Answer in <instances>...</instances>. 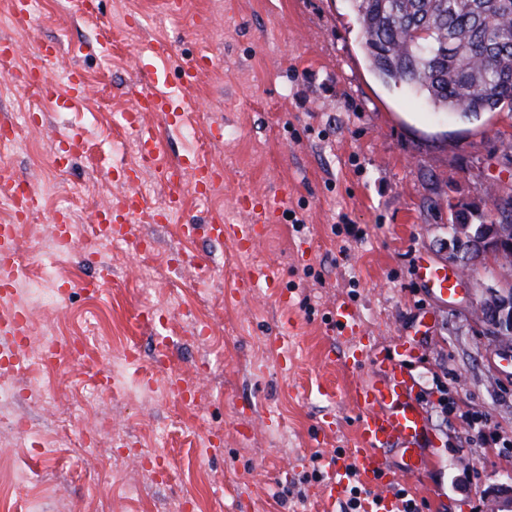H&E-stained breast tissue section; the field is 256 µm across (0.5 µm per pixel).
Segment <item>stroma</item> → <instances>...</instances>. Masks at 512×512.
Listing matches in <instances>:
<instances>
[{
  "mask_svg": "<svg viewBox=\"0 0 512 512\" xmlns=\"http://www.w3.org/2000/svg\"><path fill=\"white\" fill-rule=\"evenodd\" d=\"M9 4L0 0V38L20 45L22 66L35 63L38 45L59 41L90 90L64 103L40 102L23 84L0 96V121L35 115L0 156V181L22 176L38 186L39 231L50 233L65 209L76 223H93L105 178L129 165L134 134L121 116L140 87L136 63L158 39L174 49L162 63L169 90L195 108L179 128L146 115L157 150L166 162L195 156L223 169L224 183L204 199L184 188L171 225L150 219L168 189L143 173L148 210L126 229L150 250L102 248L112 285L93 301L82 287L95 274L85 253L38 244L70 300L60 314L32 304L35 335L81 339L100 317L103 337L88 339V361L14 373L26 398L0 414V512H29L34 503L39 512H321L325 481L314 473L347 454L359 411L346 391L351 378L373 375L345 361L351 342L332 331L340 302L388 357L399 356L400 341L418 347L405 366L428 415L431 464L406 488L417 512H492L487 490L512 475V362L475 307L512 275L489 259L460 273L448 223L451 209L486 218L494 193L512 195V111L462 121L385 87L348 0H183L178 14L164 0H105L94 17L78 14L72 0H44L23 28ZM105 39L111 54L93 53ZM201 53L211 65L183 88L181 67ZM69 130L83 144L61 172L57 134ZM243 194L284 199L250 251L177 232V224L215 217L253 223L237 206ZM189 251L206 267L178 268L177 253ZM423 260L458 277L455 295L431 293L418 274ZM260 268L277 274V287L237 290L242 275ZM143 310L152 323H138ZM161 341L170 361L159 370ZM132 347L135 364L100 394L98 413L112 430L97 456L42 460L8 425V416L23 418L53 440L91 374L111 371ZM172 373L193 381V406L146 397Z\"/></svg>",
  "mask_w": 512,
  "mask_h": 512,
  "instance_id": "stroma-1",
  "label": "stroma"
}]
</instances>
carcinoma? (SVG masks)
Listing matches in <instances>:
<instances>
[{
	"label": "carcinoma",
	"instance_id": "obj_1",
	"mask_svg": "<svg viewBox=\"0 0 512 512\" xmlns=\"http://www.w3.org/2000/svg\"><path fill=\"white\" fill-rule=\"evenodd\" d=\"M374 74L436 112L473 118L512 107V0H349ZM454 218L455 258L474 260Z\"/></svg>",
	"mask_w": 512,
	"mask_h": 512
}]
</instances>
